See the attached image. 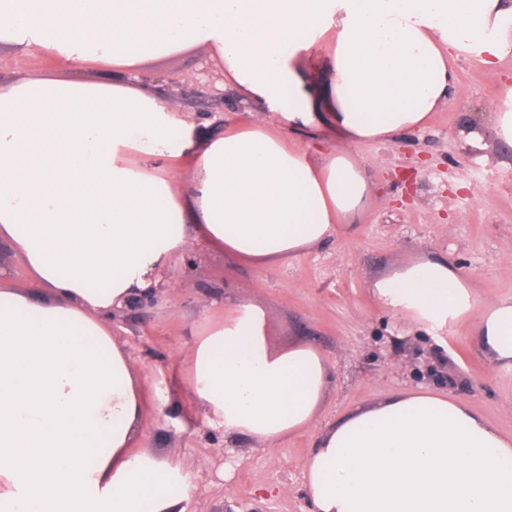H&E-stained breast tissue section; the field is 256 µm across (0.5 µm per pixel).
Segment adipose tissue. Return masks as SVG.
Listing matches in <instances>:
<instances>
[{
	"label": "adipose tissue",
	"instance_id": "1",
	"mask_svg": "<svg viewBox=\"0 0 512 512\" xmlns=\"http://www.w3.org/2000/svg\"><path fill=\"white\" fill-rule=\"evenodd\" d=\"M511 45L512 0H0V47L65 72L0 80V241L38 287L0 286V512H176L195 486L138 447L145 384L113 310L174 287L200 242L263 269L324 244L369 192L355 147L423 128L457 51L490 64ZM192 48L297 140L236 121L200 137L137 81ZM314 53L330 70L315 87L300 64ZM369 289L411 328L472 320L512 369V297L481 303L450 259ZM183 366L209 426L265 446L312 427L333 388L321 351L275 347L246 301ZM306 478L313 512H512V438L451 395L399 393L322 430Z\"/></svg>",
	"mask_w": 512,
	"mask_h": 512
}]
</instances>
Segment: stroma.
<instances>
[{"mask_svg":"<svg viewBox=\"0 0 512 512\" xmlns=\"http://www.w3.org/2000/svg\"><path fill=\"white\" fill-rule=\"evenodd\" d=\"M451 66L456 89L423 129L357 147L370 190L353 223L338 225L326 245L272 270L194 247L172 273L174 289L113 316L112 334L142 373L148 401L164 404L162 414L148 413L140 445L193 476L184 512H312L306 467L318 431L396 392L462 398L512 437V371L491 365L471 326L408 330L368 288L431 254L453 261L480 300L512 296V147L491 118L507 100L512 53L491 66L462 53ZM145 72L173 107L212 130L225 118L274 120L246 111L205 49L148 62ZM217 288L225 303L262 307L277 346L306 342L325 355L334 387L313 428L269 449L197 424L182 356L220 318L208 303Z\"/></svg>","mask_w":512,"mask_h":512,"instance_id":"stroma-1","label":"stroma"}]
</instances>
